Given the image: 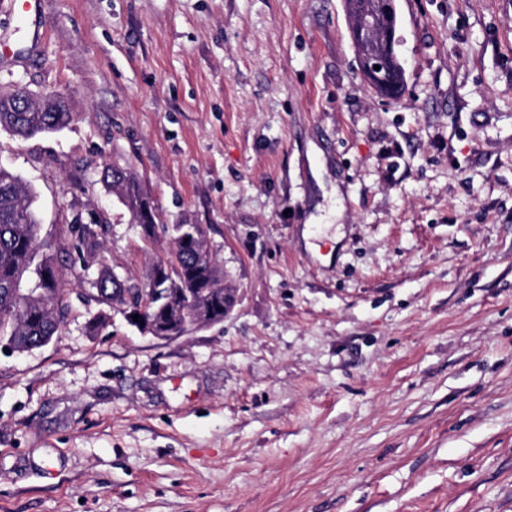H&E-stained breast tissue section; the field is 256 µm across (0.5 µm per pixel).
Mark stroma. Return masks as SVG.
<instances>
[{
	"mask_svg": "<svg viewBox=\"0 0 512 512\" xmlns=\"http://www.w3.org/2000/svg\"><path fill=\"white\" fill-rule=\"evenodd\" d=\"M397 6L388 99L343 0H0V92L70 112L0 129L68 279L58 335L0 350V512H512V0ZM112 166L206 228L223 322L143 335L93 288L170 247ZM105 178L112 186V192L128 208L132 224H139L145 242H154L158 236V225L149 202L140 193L135 176L120 168L105 170ZM110 179V181H109ZM87 225H91L95 233L93 237L89 236ZM98 227L99 231L95 228ZM105 231L99 224H68L67 233L71 236V249L75 253L74 264L79 262L85 266L93 262L95 258V249L98 237Z\"/></svg>",
	"mask_w": 512,
	"mask_h": 512,
	"instance_id": "obj_1",
	"label": "stroma"
}]
</instances>
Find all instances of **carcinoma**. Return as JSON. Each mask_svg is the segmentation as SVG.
<instances>
[{
  "instance_id": "1",
  "label": "carcinoma",
  "mask_w": 512,
  "mask_h": 512,
  "mask_svg": "<svg viewBox=\"0 0 512 512\" xmlns=\"http://www.w3.org/2000/svg\"><path fill=\"white\" fill-rule=\"evenodd\" d=\"M16 91L0 96V128L23 138L52 132L64 126L69 112L61 102L48 111L41 103L28 101L23 112L16 111ZM112 192L128 208L130 221L141 228L143 240L153 242L158 225L149 202L140 193L135 176L120 168L105 170ZM104 228L89 235L87 225L69 224L74 262L85 266L93 262L98 237ZM171 248L167 256L152 263L144 287L151 289L150 300L138 319L130 321L141 332L153 334L163 328H177L191 310L208 326L224 321V272L217 265L207 231L199 224H176L167 230ZM43 247L38 239V217L31 208V190L18 176L0 167V342L16 351L43 346L60 330L65 312L63 274L50 260L36 269L37 296L22 288L36 251ZM98 294L112 300L124 292L125 284L103 272L93 283Z\"/></svg>"
}]
</instances>
